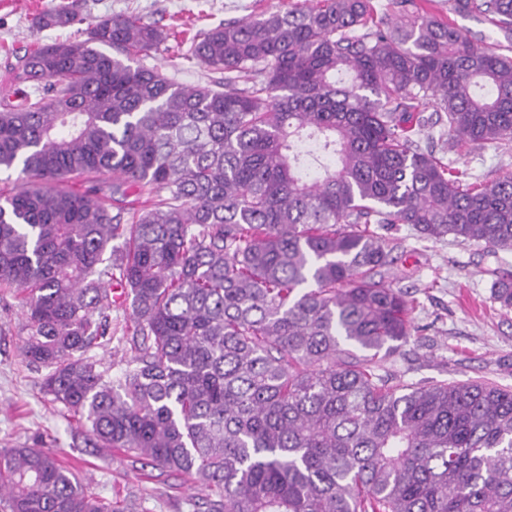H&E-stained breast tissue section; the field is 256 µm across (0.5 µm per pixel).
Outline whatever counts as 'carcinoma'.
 I'll use <instances>...</instances> for the list:
<instances>
[{
  "mask_svg": "<svg viewBox=\"0 0 512 512\" xmlns=\"http://www.w3.org/2000/svg\"><path fill=\"white\" fill-rule=\"evenodd\" d=\"M316 0L202 31L187 57L224 74L183 86L136 64L169 34L59 4L0 105V288L22 300L20 352L86 445L189 476L206 512H512V390L400 385L382 361L416 300L381 269L373 224L512 250V176L473 184L411 134L512 142V0L481 47L399 0ZM110 175L93 191L68 177ZM128 208L110 211L107 195ZM109 258H104L105 252ZM115 287L133 355L114 378ZM512 308V278L493 283ZM5 512H112L45 448H0Z\"/></svg>",
  "mask_w": 512,
  "mask_h": 512,
  "instance_id": "obj_1",
  "label": "carcinoma"
}]
</instances>
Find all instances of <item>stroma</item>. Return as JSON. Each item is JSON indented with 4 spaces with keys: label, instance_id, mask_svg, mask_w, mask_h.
I'll list each match as a JSON object with an SVG mask.
<instances>
[{
    "label": "stroma",
    "instance_id": "1",
    "mask_svg": "<svg viewBox=\"0 0 512 512\" xmlns=\"http://www.w3.org/2000/svg\"><path fill=\"white\" fill-rule=\"evenodd\" d=\"M62 1L87 17L135 13L170 32L164 51L140 56L138 62L187 86L207 84L221 74L183 60L182 39L228 20L285 11L296 2L0 0V100L19 97L22 86L15 82L14 73L27 50L68 37L65 29L34 27L40 12ZM432 5L438 17L451 20L478 45L488 46L502 38L498 28L481 15L451 12L448 0H433ZM417 140L432 147L445 163L468 170L480 181L512 175V145L491 143L472 150L456 144L439 126L432 134H419ZM383 232L395 245L386 280L417 301L415 340L402 347L388 371L409 383L486 379L512 388V308L501 307L491 292L495 276L512 275V251L459 244L447 237L428 239L407 224H388ZM131 323L130 303L113 306L112 342L93 351L115 377L123 374L131 357L124 339ZM23 324L19 299L0 291V448L39 444L57 449L61 459L89 479L98 496L111 500L114 512H203V494L191 489L187 477L142 469L119 451L104 455L85 447L77 423L42 393V371L22 359Z\"/></svg>",
    "mask_w": 512,
    "mask_h": 512
}]
</instances>
